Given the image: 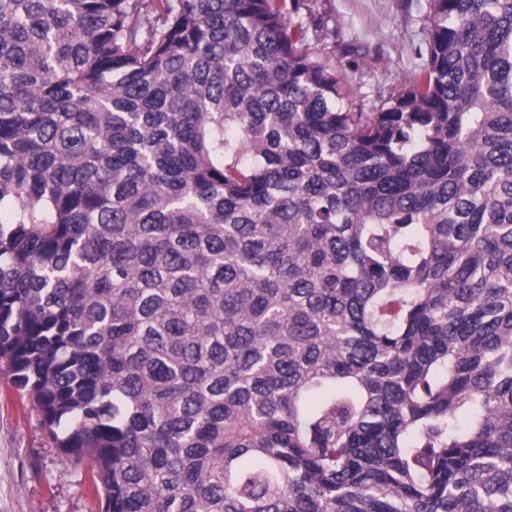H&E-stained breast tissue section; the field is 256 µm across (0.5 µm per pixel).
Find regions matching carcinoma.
I'll return each instance as SVG.
<instances>
[{
	"label": "carcinoma",
	"mask_w": 512,
	"mask_h": 512,
	"mask_svg": "<svg viewBox=\"0 0 512 512\" xmlns=\"http://www.w3.org/2000/svg\"><path fill=\"white\" fill-rule=\"evenodd\" d=\"M304 6L0 0V363L103 512H512V0ZM316 14L328 24L326 43L356 69H346L348 87L368 108L379 92L402 83L423 66L429 0H311ZM422 52V53H421Z\"/></svg>",
	"instance_id": "obj_1"
}]
</instances>
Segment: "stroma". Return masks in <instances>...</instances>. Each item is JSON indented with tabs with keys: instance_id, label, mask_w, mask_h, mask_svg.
Returning <instances> with one entry per match:
<instances>
[{
	"instance_id": "35a3bbf8",
	"label": "stroma",
	"mask_w": 512,
	"mask_h": 512,
	"mask_svg": "<svg viewBox=\"0 0 512 512\" xmlns=\"http://www.w3.org/2000/svg\"><path fill=\"white\" fill-rule=\"evenodd\" d=\"M337 56L357 52L348 87L364 104L423 66L429 0H310ZM87 466L55 447L43 416L0 369V512H102Z\"/></svg>"
}]
</instances>
